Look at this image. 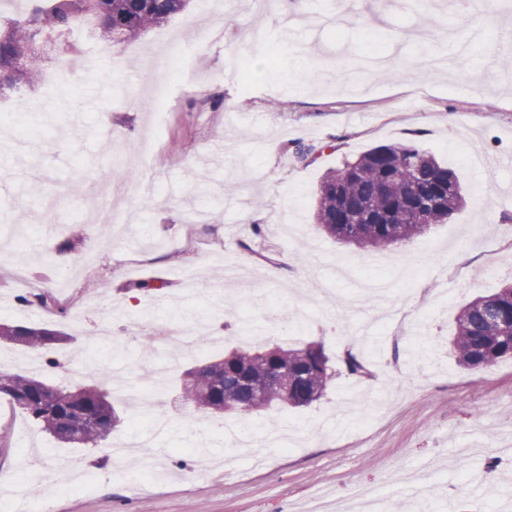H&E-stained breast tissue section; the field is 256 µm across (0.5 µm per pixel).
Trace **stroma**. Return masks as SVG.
Returning a JSON list of instances; mask_svg holds the SVG:
<instances>
[{
  "instance_id": "35a3bbf8",
  "label": "stroma",
  "mask_w": 512,
  "mask_h": 512,
  "mask_svg": "<svg viewBox=\"0 0 512 512\" xmlns=\"http://www.w3.org/2000/svg\"><path fill=\"white\" fill-rule=\"evenodd\" d=\"M279 11L278 0L248 10L239 0H191L168 23L112 50L80 44L68 56L70 71L35 79L26 123L0 97V322L67 334L52 350L82 373L65 379L54 371L52 382L111 390L113 379L127 381V393L112 396L122 418L112 438L149 432L150 414L130 403L155 390L180 418L161 457L143 449L156 474L136 487L115 471L106 445L58 442L0 396V490L17 501L40 502L44 512H304L316 492L345 496L355 487L386 494L387 512L424 504L431 512H473L479 503L512 512V459L495 448L512 439V359L465 369L449 345L463 306L512 283V69L497 61L512 0H498L492 28L457 0H301L287 28ZM421 13L438 34L434 48L450 54L481 32L466 63L427 70L411 61ZM351 15L359 24L348 23ZM375 45L393 62L370 92L337 84V72ZM287 48L317 79L291 88L269 78ZM159 54L176 56L194 76L193 91L170 86L164 113L145 76ZM297 141L330 148L303 166L290 150ZM399 143L453 168L465 203L376 266L368 253L321 232L318 188L327 169ZM470 152L483 156L482 167L466 165ZM100 198L123 204L119 224L93 222ZM198 205L211 212L209 223L187 222ZM252 212L260 222L249 220ZM107 235L110 249L97 252ZM26 236L41 247L20 279L11 261ZM90 252L94 268L73 274ZM229 265L238 277L223 290L182 282L187 270L209 275ZM133 280L154 288L128 294L124 285ZM37 293L52 304L18 301ZM98 319L111 324L112 344H99L90 326ZM138 324L197 334L196 353L179 360L162 388L154 368L171 349L140 347L125 333ZM349 341L371 378L339 372ZM286 343L322 345L338 370L323 397L226 421L287 430L296 446L264 448L259 458L240 456L233 471L216 466L192 476L199 455L186 452L187 440L216 458L229 443L189 433L201 413L181 400L187 365L222 350ZM383 376L398 387L381 385ZM30 448L47 468L69 459L87 466L79 489L27 476ZM458 457L465 469L452 466ZM22 473L26 481L15 483Z\"/></svg>"
}]
</instances>
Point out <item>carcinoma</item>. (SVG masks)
Masks as SVG:
<instances>
[{"instance_id":"obj_1","label":"carcinoma","mask_w":512,"mask_h":512,"mask_svg":"<svg viewBox=\"0 0 512 512\" xmlns=\"http://www.w3.org/2000/svg\"><path fill=\"white\" fill-rule=\"evenodd\" d=\"M191 0H28L27 12L0 22V90H20L42 72L46 58L41 44L60 41L69 47V32L77 22L87 24L90 36L104 44L133 40L183 12ZM330 145L298 141L297 161L312 164ZM423 191L436 193L437 202L424 211V222L414 218L411 201ZM465 203L455 171L415 145H378L341 168L327 170L318 189L316 223L329 237L355 245L366 253L400 247L422 235L433 224H444ZM348 209L377 216L349 237L343 218ZM512 285L479 296L456 317L450 344L464 368L488 367L512 358ZM63 333L46 328L0 323V339L34 351L49 348L47 339ZM349 375L370 376L359 356L348 352ZM288 369L291 385L283 395L271 388L274 370ZM246 376L249 385L239 378ZM332 378L329 357L321 346L274 345L256 350H234L183 372L185 404L222 421L224 409L241 417L277 406L298 408L320 399ZM0 394L31 415L56 440L74 448H95L116 428L119 415L112 394L98 386L70 389L53 385L36 374L0 372Z\"/></svg>"}]
</instances>
